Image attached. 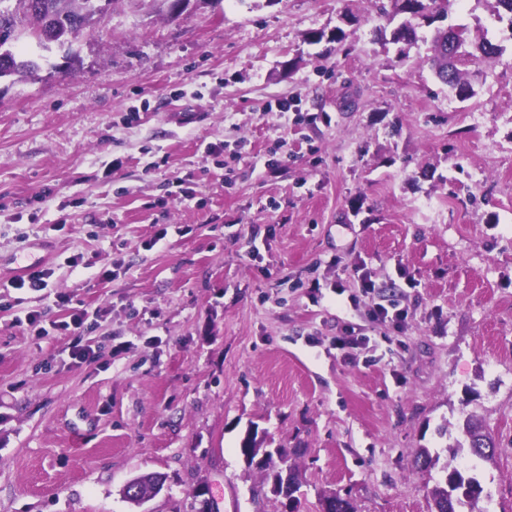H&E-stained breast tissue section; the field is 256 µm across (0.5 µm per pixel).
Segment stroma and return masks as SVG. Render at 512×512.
Returning a JSON list of instances; mask_svg holds the SVG:
<instances>
[{"mask_svg":"<svg viewBox=\"0 0 512 512\" xmlns=\"http://www.w3.org/2000/svg\"><path fill=\"white\" fill-rule=\"evenodd\" d=\"M380 5L114 0L69 51L27 42L37 75L0 79V512H134L147 474V512H199L201 485L213 512H281L250 433L289 450L296 512H431L415 452L469 414L512 512V25L455 0L448 24L505 49L462 102L429 42L385 48Z\"/></svg>","mask_w":512,"mask_h":512,"instance_id":"1","label":"stroma"}]
</instances>
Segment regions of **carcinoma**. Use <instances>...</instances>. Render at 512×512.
<instances>
[{
  "mask_svg": "<svg viewBox=\"0 0 512 512\" xmlns=\"http://www.w3.org/2000/svg\"><path fill=\"white\" fill-rule=\"evenodd\" d=\"M20 10L10 11L8 29L0 28V79L12 75L36 74L40 65L31 59H24L14 52V45L24 38L49 47L54 44L64 48L72 44L81 34L80 25L90 26L101 19L104 8L100 0H17ZM391 10L386 12L390 20H398L391 31L389 43L399 46L398 55H405V47L418 41L417 29L423 26H435L431 41L429 63L433 75L442 84L462 97L470 83V73L463 63L478 64L483 60L501 56L500 46L492 43L484 34L481 24L474 27L460 26L464 36L466 57L448 61V28L440 26L448 18V7L455 0H389ZM484 3L495 18L508 20L512 26V0H477ZM496 445L486 428L474 416L464 419L460 427V438L449 447L456 455L464 450L478 459H490L495 455ZM439 453H431L427 448L419 449L415 454V466L419 470H428L439 462ZM261 487H270V493L276 497L282 494V475L269 465L260 469ZM444 476L430 491L431 500L438 512H464L466 502L458 498L448 501V482L457 481L460 486L479 483L475 474L457 468L442 467ZM324 512H355L349 499L339 495L325 498Z\"/></svg>",
  "mask_w": 512,
  "mask_h": 512,
  "instance_id": "obj_1",
  "label": "carcinoma"
}]
</instances>
